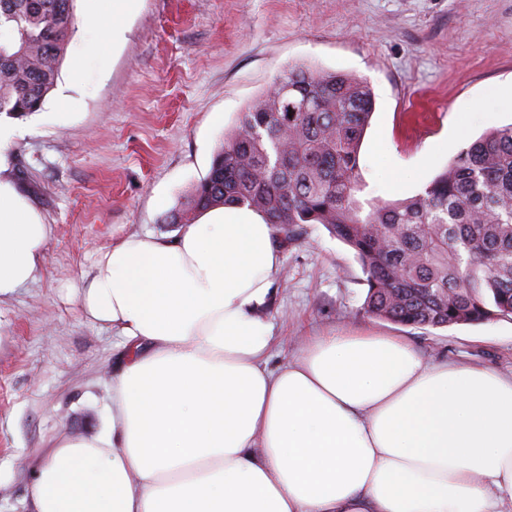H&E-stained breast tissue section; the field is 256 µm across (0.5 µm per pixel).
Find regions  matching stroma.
Returning a JSON list of instances; mask_svg holds the SVG:
<instances>
[{"instance_id":"35a3bbf8","label":"stroma","mask_w":512,"mask_h":512,"mask_svg":"<svg viewBox=\"0 0 512 512\" xmlns=\"http://www.w3.org/2000/svg\"><path fill=\"white\" fill-rule=\"evenodd\" d=\"M291 65L367 83L365 193L407 198L512 123L490 99L512 86V0H136L115 43L74 27L53 90L16 118L7 149L16 187L52 233L36 280L0 302V512H28L34 463L60 434L97 432L108 416L121 349L77 293L94 261L130 233L174 236L171 212ZM281 254L265 312L271 364L297 358L308 337L369 329L408 338L430 361L512 373V321L423 330L369 317L360 264L320 225Z\"/></svg>"}]
</instances>
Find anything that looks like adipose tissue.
Returning <instances> with one entry per match:
<instances>
[{"label":"adipose tissue","mask_w":512,"mask_h":512,"mask_svg":"<svg viewBox=\"0 0 512 512\" xmlns=\"http://www.w3.org/2000/svg\"><path fill=\"white\" fill-rule=\"evenodd\" d=\"M81 24L123 31L133 0ZM0 155V299L35 280L50 225ZM273 229L224 205L174 239L129 234L81 286L122 345L107 429L33 469L32 512H502L512 504V374L425 360L405 338L332 331L270 367L261 311Z\"/></svg>","instance_id":"ef3b65f1"}]
</instances>
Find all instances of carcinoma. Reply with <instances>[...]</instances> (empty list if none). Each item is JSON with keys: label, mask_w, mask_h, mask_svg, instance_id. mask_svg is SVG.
Returning a JSON list of instances; mask_svg holds the SVG:
<instances>
[{"label": "carcinoma", "mask_w": 512, "mask_h": 512, "mask_svg": "<svg viewBox=\"0 0 512 512\" xmlns=\"http://www.w3.org/2000/svg\"><path fill=\"white\" fill-rule=\"evenodd\" d=\"M75 0H0V113L41 109L74 25ZM375 110L346 74L293 66L240 113L207 176L170 216L221 205L260 213L283 245L307 224L348 246L364 310L412 328L512 320V124L494 127L407 199H366L359 165Z\"/></svg>", "instance_id": "1"}]
</instances>
